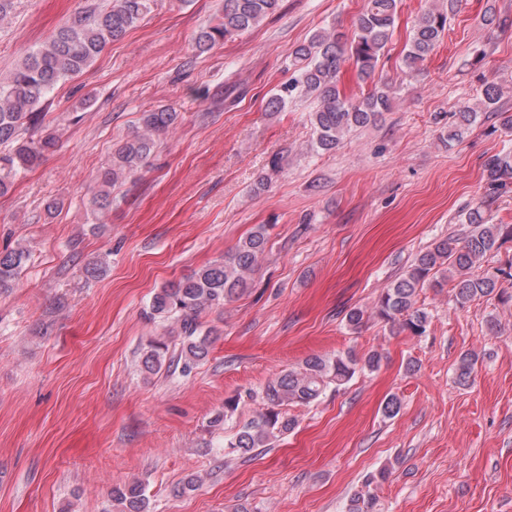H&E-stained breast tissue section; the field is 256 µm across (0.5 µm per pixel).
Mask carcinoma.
Here are the masks:
<instances>
[{
  "mask_svg": "<svg viewBox=\"0 0 512 512\" xmlns=\"http://www.w3.org/2000/svg\"><path fill=\"white\" fill-rule=\"evenodd\" d=\"M150 2L106 0L103 6L91 7L54 31L39 49L26 53L0 79V145L4 147L0 151V195L9 191L13 176L36 165L57 146L53 134L36 140L27 136L29 127L36 123L47 104L50 92L59 82L90 66L109 43L121 39L150 10ZM461 3L462 0H447L440 7L421 11L402 50L406 67H418L434 52L448 31L450 16L459 10ZM278 5L279 0H223L216 23L197 32L196 48L204 52L224 40L243 35L274 13ZM402 8L403 0H366L352 37L334 27L314 33L288 56V68L293 70V76L269 97L266 109L280 112L297 96L315 98L318 105L311 115V124L316 137L311 149L317 153L336 150L347 133L378 120L390 111L394 88L386 82L375 83L360 97L348 95L340 88L343 70L352 67L362 82L372 78L389 53ZM502 96L501 85L484 83L480 109L464 105L452 113L448 141L462 140L483 115L497 119L499 129L512 132V112L499 105ZM177 120L178 114L164 107L141 113L140 129L122 140L109 164L98 171L90 198L95 210L102 212L111 205L112 187L143 169L160 138ZM484 168L488 197L492 199L512 179V153L490 156ZM464 223L469 225L464 237L448 236L435 242L384 289L373 307L374 316L399 332L421 336L427 330L429 315L417 302L420 292L426 288H451L461 307L493 294L504 303L512 301V294L498 287V275L512 278V259L508 260L509 273L502 268L496 275L472 273L488 253L512 242V224L490 223L481 204L469 209ZM269 229L267 224L257 225L224 258L154 293L145 315L153 322L165 324L166 333L179 337L181 349L177 353L170 351L162 337L149 341L139 352L142 373L155 375L163 369H172L188 375L208 359L213 330L203 328L202 316L224 308V302L247 290L248 280L266 251ZM28 258L29 251L22 246L0 252V292L13 287ZM380 361L375 351L362 358L350 352L312 355L302 364L281 371L262 390L265 412L239 428L224 447L229 453L242 456L257 448L271 447L274 440L297 425L296 417L288 415L283 408L309 406L329 388L338 390L346 385L357 372L375 371ZM477 361L474 353L461 354L457 384H470ZM385 479L383 471L371 475L364 489L349 498L346 512H373L376 497L372 485ZM112 502L117 512H150L146 487L139 481L112 487Z\"/></svg>",
  "mask_w": 512,
  "mask_h": 512,
  "instance_id": "carcinoma-1",
  "label": "carcinoma"
}]
</instances>
